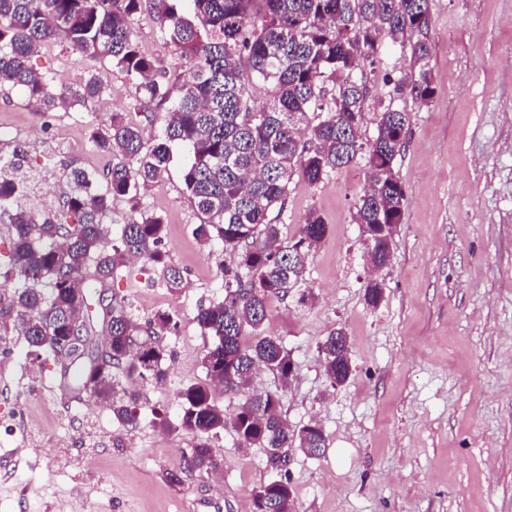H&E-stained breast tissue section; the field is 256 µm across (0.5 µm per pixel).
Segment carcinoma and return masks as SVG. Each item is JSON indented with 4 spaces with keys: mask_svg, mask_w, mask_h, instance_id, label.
<instances>
[{
    "mask_svg": "<svg viewBox=\"0 0 512 512\" xmlns=\"http://www.w3.org/2000/svg\"><path fill=\"white\" fill-rule=\"evenodd\" d=\"M157 9L161 34L179 61L176 77L143 55L130 34V23L147 2ZM0 0V83L21 87L40 112L65 106L54 77L35 70L30 57L39 46L58 39L95 60H107L136 83L135 110L166 105L157 138L148 145L139 128L116 113L110 124L94 127L92 144L112 157L106 171L108 190L93 187L94 176L70 169L71 192L58 211L43 221L22 201L36 171L27 152L16 145L0 163V213L14 230L7 273L19 282L11 307L29 346L49 351L68 363L74 390L109 404L114 418L138 424V381L160 380L166 372L162 336L177 322L158 313L141 324L125 300L110 296L97 317H87L81 334L73 319L87 301L83 270L95 265V285L107 293L129 257L149 263L164 260L158 250L164 219L138 208L140 189L158 180L172 159V148L188 151L184 190L201 217L195 235L216 243L233 257L224 268V295L198 309L201 334L213 338L203 353L206 380L180 388L177 429L192 438L186 468H217L212 440L233 432L243 448L265 450L266 464L279 474L261 484L253 499L263 512H283L294 503L288 479V449L321 457L327 436L318 423L293 427L280 413V398L252 388L259 369L288 386L291 355L278 336L262 330L267 304L301 287L306 258L327 232L321 215L311 212L299 238L279 242L269 215L283 210L288 183L299 174L311 183L349 164L364 147L360 126L369 88L357 77L378 58L384 40L409 43L410 63L394 83L395 94L424 104L435 93L431 82L429 0ZM271 87L269 105L248 102L249 84ZM108 85L93 74L77 102L87 109ZM321 119L313 124L310 115ZM410 113H381L378 134L367 147L369 179L359 197L354 221L362 225L365 250L383 268L392 257L393 225L401 223L405 204L394 161L405 147ZM131 202V213L118 243L107 248L112 198ZM383 283L365 286V301L378 306ZM101 325L105 343L96 341ZM250 328L253 340L243 345ZM331 385L344 384L351 370V350L343 329L335 328L319 347ZM122 374L127 386L116 380ZM241 396L231 412L215 398V384Z\"/></svg>",
    "mask_w": 512,
    "mask_h": 512,
    "instance_id": "carcinoma-1",
    "label": "carcinoma"
}]
</instances>
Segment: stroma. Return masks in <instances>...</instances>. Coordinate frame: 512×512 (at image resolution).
Segmentation results:
<instances>
[{
  "label": "stroma",
  "instance_id": "1",
  "mask_svg": "<svg viewBox=\"0 0 512 512\" xmlns=\"http://www.w3.org/2000/svg\"><path fill=\"white\" fill-rule=\"evenodd\" d=\"M432 85L428 103L393 92L409 50L386 43L366 66L370 94L361 137L372 143L381 112L407 109L411 126L394 162L406 201L390 264L371 273L353 222L368 179V155L318 183L293 176L280 240L299 235L309 212L328 231L306 262L303 290L271 299L263 324L291 353L294 374L282 397L289 423H320L323 456L295 450L288 466L295 512H512V0H429ZM153 9L131 32L141 52L170 66ZM51 72L70 104L36 112L21 88L0 86V154L14 144L55 150V167L38 184L48 210L66 195L76 164L102 176L110 156L90 141L112 113L141 127L146 140L161 113L133 111L136 87L109 62L70 53L60 41L30 58ZM107 92L92 111L74 97L90 74ZM184 150L140 193V207L161 215L162 249L184 286L166 288L162 269L128 262L112 283L135 319L172 314L176 332L161 340L172 355L167 386H139V425L120 424L108 406L74 391L65 364L36 353L14 324L15 279L0 275V512H251L255 489L271 479L263 449L242 448L231 432L212 443L223 476L188 471L191 437L177 430L176 390L204 380L209 337L194 321L223 294L228 254L194 234L199 216L183 189ZM384 284L368 306L369 278ZM336 327L350 341L352 372L329 382L319 347ZM179 473L182 481L170 483Z\"/></svg>",
  "mask_w": 512,
  "mask_h": 512
}]
</instances>
